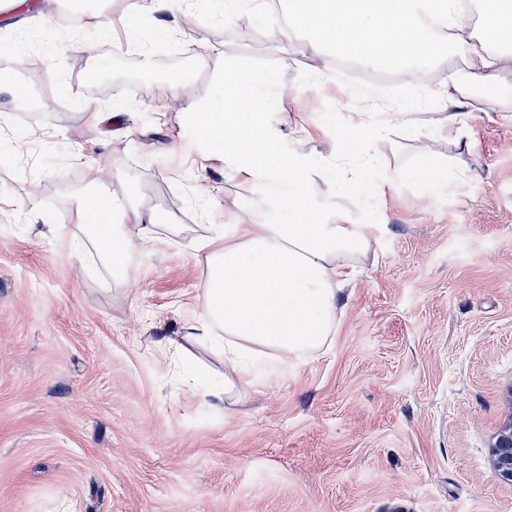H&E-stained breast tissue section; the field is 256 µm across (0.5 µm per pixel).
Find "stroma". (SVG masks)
Segmentation results:
<instances>
[{
  "label": "stroma",
  "instance_id": "1",
  "mask_svg": "<svg viewBox=\"0 0 512 512\" xmlns=\"http://www.w3.org/2000/svg\"><path fill=\"white\" fill-rule=\"evenodd\" d=\"M286 10H249L256 34L242 37L221 0H187L192 34L158 15L110 34L0 0V58L30 61L0 76V512H512L488 461L512 383V71L493 97L470 93L468 62L492 48L480 34L425 63L429 85L463 102L462 137L427 133L436 107L415 103L416 129L378 138L374 169L333 189L321 174L336 131L366 106L309 33L279 38ZM192 40L217 54L190 57ZM229 59L266 73L255 93L282 149L305 137L311 193L377 230L329 350L258 366L218 397L219 356L163 347L204 319L207 272L184 245L210 234L212 196L228 224L289 219L220 156L200 160L181 124L190 100L221 95ZM110 66L135 76L74 91L77 74ZM176 75L172 106L158 104L153 78ZM98 112L119 113L125 136H106ZM428 167L453 192L425 201L414 173ZM78 194L153 209L182 232L112 275L77 244Z\"/></svg>",
  "mask_w": 512,
  "mask_h": 512
}]
</instances>
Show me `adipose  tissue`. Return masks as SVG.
Wrapping results in <instances>:
<instances>
[{"label":"adipose tissue","instance_id":"1","mask_svg":"<svg viewBox=\"0 0 512 512\" xmlns=\"http://www.w3.org/2000/svg\"><path fill=\"white\" fill-rule=\"evenodd\" d=\"M451 0H289L282 38L310 35L309 46L333 57L395 64L402 82L419 86L420 65L464 44L470 28L463 9ZM481 30L497 33V48L470 61L473 77L484 81L512 69V0H491ZM220 101H192L187 112L208 151L224 155L229 172L246 176L287 209L285 224H253L240 218L231 229L191 241L207 270L199 297L206 320L196 334L176 336L169 348L210 347L224 363V389L249 383L253 365L300 362L325 353L335 331L337 294L352 263L370 248L372 224L328 223L325 208L309 192L303 144L280 147V132L266 119L267 106L253 89L265 73L237 63L225 65ZM373 113L364 112L353 135L336 138L329 171L343 179L353 169L371 168L356 156L350 139H372ZM79 227L108 271L117 272L140 241L158 234L153 210L79 196L72 202Z\"/></svg>","mask_w":512,"mask_h":512}]
</instances>
